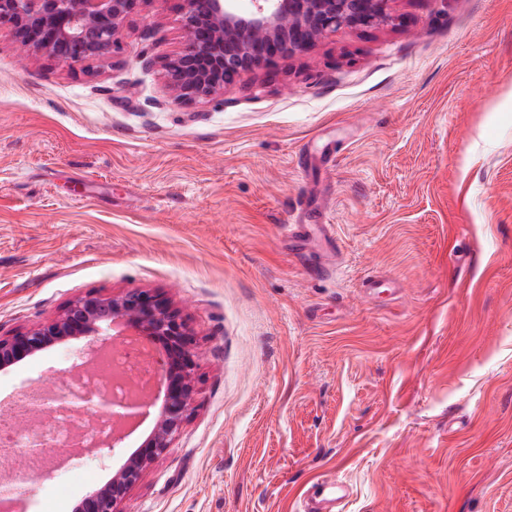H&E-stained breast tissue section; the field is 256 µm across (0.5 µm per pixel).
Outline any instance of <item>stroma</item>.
<instances>
[{
  "instance_id": "35a3bbf8",
  "label": "stroma",
  "mask_w": 512,
  "mask_h": 512,
  "mask_svg": "<svg viewBox=\"0 0 512 512\" xmlns=\"http://www.w3.org/2000/svg\"><path fill=\"white\" fill-rule=\"evenodd\" d=\"M177 3L65 68L0 26V336L90 291L186 319L194 401L127 512H299L323 479L342 512H512V0H391L197 102L163 76ZM77 350L0 370V401ZM154 422L26 512H72ZM280 233L282 236L305 241L311 239L319 240L324 246L329 249H334L332 245V231L330 224H282L280 225Z\"/></svg>"
}]
</instances>
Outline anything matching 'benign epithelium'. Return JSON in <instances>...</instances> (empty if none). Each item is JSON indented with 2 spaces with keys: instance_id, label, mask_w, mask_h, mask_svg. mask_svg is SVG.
Instances as JSON below:
<instances>
[{
  "instance_id": "obj_1",
  "label": "benign epithelium",
  "mask_w": 512,
  "mask_h": 512,
  "mask_svg": "<svg viewBox=\"0 0 512 512\" xmlns=\"http://www.w3.org/2000/svg\"><path fill=\"white\" fill-rule=\"evenodd\" d=\"M139 0H0V25L11 28L21 49L60 67L106 60ZM228 0H179L184 45L165 58L167 86L177 98L195 102L224 93L244 72L305 52L326 34L347 27L376 28L387 22L390 0H253L240 14ZM134 338L160 355L152 391L142 398L114 401L102 392L62 400L73 414L90 406L116 423L136 420L162 401L152 432L105 484L74 512H126L124 505L144 472L172 447L194 401L196 352L193 333L179 311L145 289L104 296L89 292L68 302L55 317L28 331L0 336V368L15 365L56 344L81 343L71 369L96 361L105 337ZM119 431L92 449L108 457L123 442Z\"/></svg>"
}]
</instances>
